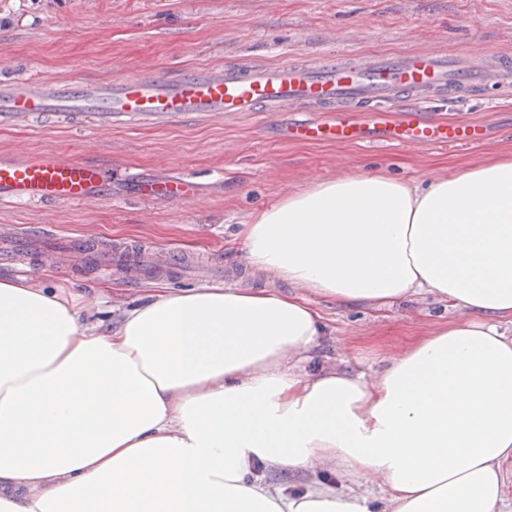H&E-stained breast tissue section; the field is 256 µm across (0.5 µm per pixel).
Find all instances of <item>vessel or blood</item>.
Here are the masks:
<instances>
[{
  "label": "vessel or blood",
  "mask_w": 512,
  "mask_h": 512,
  "mask_svg": "<svg viewBox=\"0 0 512 512\" xmlns=\"http://www.w3.org/2000/svg\"><path fill=\"white\" fill-rule=\"evenodd\" d=\"M512 88V60L442 50L382 51L336 63L298 61L193 67L171 76H137L107 81L58 82L40 77L0 78V127H21L36 119L65 118L93 130L127 121L163 125L189 115L280 112L314 105L322 121L289 126L291 142L360 144L369 127L352 115L365 105L376 118L400 113L385 131L391 142L432 146H473L483 138L472 121L450 124L425 118L422 105L438 97L469 98ZM112 178L98 164L54 152L16 159L0 154V200L28 204L77 203L110 195ZM202 183L180 173L131 178L126 196L149 201L194 203ZM83 253L95 274H133L151 267L167 275L191 265L145 244L112 238H59L44 227L19 230L0 225V266L32 267L60 253Z\"/></svg>",
  "instance_id": "obj_1"
}]
</instances>
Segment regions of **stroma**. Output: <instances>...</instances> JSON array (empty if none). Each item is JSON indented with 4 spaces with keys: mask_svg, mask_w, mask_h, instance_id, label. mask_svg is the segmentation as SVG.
Here are the masks:
<instances>
[{
    "mask_svg": "<svg viewBox=\"0 0 512 512\" xmlns=\"http://www.w3.org/2000/svg\"><path fill=\"white\" fill-rule=\"evenodd\" d=\"M490 50L512 55V0H0V74L54 80L173 73L227 62H312L332 54L407 49ZM435 121L484 123L469 148L288 143L294 113L244 112L150 128L92 133L69 121L0 129V154L55 151L112 168L113 197L80 205L0 201V225L52 227L66 236L145 240L223 264L225 282L260 288L235 233L253 211L352 173L382 169L421 182L459 167L512 157V90L426 106ZM178 170L202 180L196 204L122 199L128 178ZM34 277L84 297L104 294L115 309L143 300L152 276L96 277L72 267ZM317 304L329 332L316 364L373 373L459 317L433 295L380 310L330 299Z\"/></svg>",
    "mask_w": 512,
    "mask_h": 512,
    "instance_id": "stroma-1",
    "label": "stroma"
}]
</instances>
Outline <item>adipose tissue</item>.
I'll use <instances>...</instances> for the list:
<instances>
[{
    "label": "adipose tissue",
    "instance_id": "ef3b65f1",
    "mask_svg": "<svg viewBox=\"0 0 512 512\" xmlns=\"http://www.w3.org/2000/svg\"><path fill=\"white\" fill-rule=\"evenodd\" d=\"M238 234L267 287L151 288L109 325L0 279V512H373L368 477L385 512H512V158L326 180ZM421 293L462 319L372 374L309 369L314 297Z\"/></svg>",
    "mask_w": 512,
    "mask_h": 512
}]
</instances>
